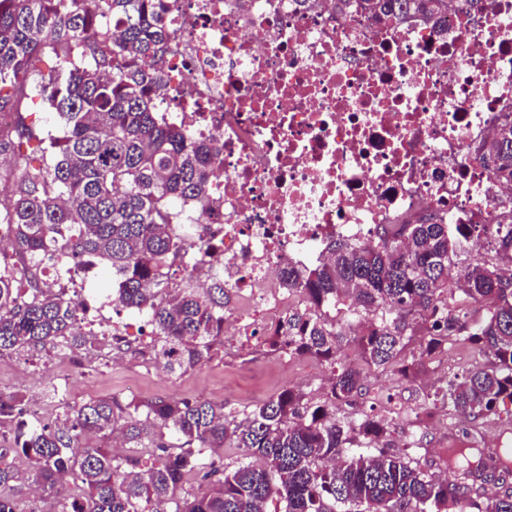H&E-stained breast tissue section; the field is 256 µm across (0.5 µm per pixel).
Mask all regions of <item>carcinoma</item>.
I'll return each instance as SVG.
<instances>
[{"instance_id": "cac0c4a2", "label": "carcinoma", "mask_w": 512, "mask_h": 512, "mask_svg": "<svg viewBox=\"0 0 512 512\" xmlns=\"http://www.w3.org/2000/svg\"><path fill=\"white\" fill-rule=\"evenodd\" d=\"M172 0H0V111L22 98L39 99L55 113L61 135L39 137L18 122L20 137L38 141L42 165L0 131V156L11 155L13 189L0 206V224L12 226L29 257L24 281L0 273V355L47 345L65 352L97 348V334L76 328L82 304L59 288L38 285L40 265L67 255L106 265L112 303L146 314L151 341L139 354L184 373L224 347V276L196 285L205 252L194 250L180 224L187 209L209 206L223 146L188 140L167 121L154 98L166 84ZM367 17L431 24L426 0H336ZM54 55L44 72L38 62ZM488 172L512 182V140L482 145ZM476 228L433 219L403 224L399 235L376 245L333 240L331 258L314 267L286 268V288H300L304 308L288 313L267 333L271 355L308 356L333 377L325 398L313 403L293 388L251 410L197 398L123 402L100 398L80 405L58 401L52 425L24 419V398L0 391V489L37 485L56 512H512V454L482 448L478 428L463 437L479 446L448 449L456 479L442 480L396 449L391 431L363 415L358 427L336 418L363 391V369L341 361L353 322L367 366L409 380L417 362L406 355L413 336L424 337L431 360L448 343L480 346L485 362L454 375L433 393L458 416L477 421L512 403V219L482 230L493 254L468 253ZM465 264L462 286L448 271ZM182 271L180 279L171 270ZM483 311L479 320L471 309ZM128 448H155L144 458L114 455L101 441L114 434ZM239 448L249 462L224 464L223 451ZM376 448L374 456L355 452ZM22 452L29 471L8 461ZM258 459L253 463L250 458ZM202 473L206 488L189 492L186 477ZM63 476L80 493L57 499ZM497 486L489 495L486 485ZM278 502L281 508L269 510Z\"/></svg>"}]
</instances>
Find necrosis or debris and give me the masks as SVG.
I'll return each mask as SVG.
<instances>
[{"mask_svg":"<svg viewBox=\"0 0 512 512\" xmlns=\"http://www.w3.org/2000/svg\"><path fill=\"white\" fill-rule=\"evenodd\" d=\"M167 116L223 145L209 263L276 328L303 302L289 266L323 262L431 214L498 222L512 183L476 148L512 121V0H475L437 24L371 22L334 0H175Z\"/></svg>","mask_w":512,"mask_h":512,"instance_id":"1","label":"necrosis or debris"}]
</instances>
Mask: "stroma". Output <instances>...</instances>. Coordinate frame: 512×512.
I'll return each instance as SVG.
<instances>
[{
  "mask_svg": "<svg viewBox=\"0 0 512 512\" xmlns=\"http://www.w3.org/2000/svg\"><path fill=\"white\" fill-rule=\"evenodd\" d=\"M483 361L476 345L456 342L436 361L424 362L411 380L389 370L369 371L364 394L353 406L342 407L338 416L348 423L358 422L365 414L385 420L396 441L411 443L410 455L422 467L441 478L454 479L447 453L459 445L468 422L450 414L448 406L438 405V412L448 417L447 431L440 432L418 409L428 393ZM331 377L330 368L316 359L267 354L253 336L240 337L233 348L180 376L139 355L115 362L78 351L69 361L48 346L0 356V390L22 393L26 404L39 409L45 423L56 417L55 396L59 393L73 404L109 396L131 397L138 402L193 397L242 410L260 405L289 387L319 401Z\"/></svg>",
  "mask_w": 512,
  "mask_h": 512,
  "instance_id": "obj_1",
  "label": "stroma"
}]
</instances>
